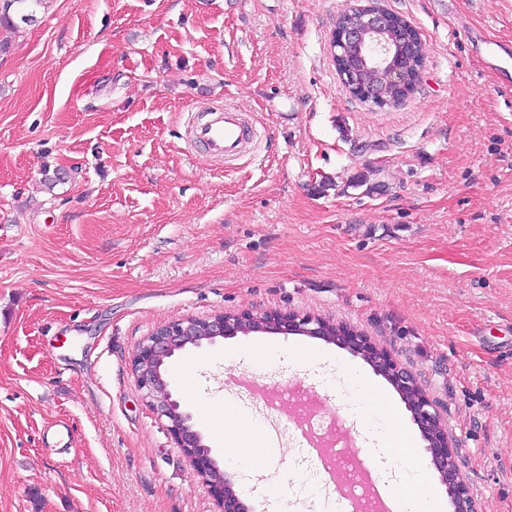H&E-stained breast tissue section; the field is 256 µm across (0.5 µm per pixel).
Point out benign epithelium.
I'll list each match as a JSON object with an SVG mask.
<instances>
[{"label":"benign epithelium","instance_id":"1","mask_svg":"<svg viewBox=\"0 0 512 512\" xmlns=\"http://www.w3.org/2000/svg\"><path fill=\"white\" fill-rule=\"evenodd\" d=\"M392 20L393 12L390 10L366 12L358 24L341 32V46L363 50L366 37L385 34ZM370 51L378 59L374 70L383 83L397 86L404 83L401 67L389 60L392 52L389 44L379 40L370 47ZM251 333L315 336L361 355L401 394L427 442V451L435 471L441 482L449 487L453 512H477L457 468L448 427L412 372L378 349L364 333L316 315L291 311L260 314L249 311L222 312L208 318H183L158 326L133 355L132 372L144 400L157 416L167 420L174 443L189 459L202 482L211 489L217 512H250V509L235 490L232 476L216 467L211 449L204 444L202 433L192 424V415L173 398L161 367L189 345L214 344L220 339Z\"/></svg>","mask_w":512,"mask_h":512}]
</instances>
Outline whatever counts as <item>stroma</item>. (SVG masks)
Instances as JSON below:
<instances>
[{"mask_svg":"<svg viewBox=\"0 0 512 512\" xmlns=\"http://www.w3.org/2000/svg\"><path fill=\"white\" fill-rule=\"evenodd\" d=\"M352 2L48 0L35 25L0 32V512H215L131 360L161 324L242 310L364 331L436 404L478 512H512V0H383L426 50L415 94L383 109L331 61ZM211 104L247 112L249 154L190 146ZM260 343L275 361L252 358ZM300 345L317 358L291 359ZM190 361L194 397L170 388L252 512L271 503L199 403L277 423L268 479L313 512L318 466L235 379L303 383L337 416L356 403L349 369L390 387L303 335L173 359Z\"/></svg>","mask_w":512,"mask_h":512,"instance_id":"obj_1","label":"stroma"}]
</instances>
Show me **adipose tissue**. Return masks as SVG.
Segmentation results:
<instances>
[{"label":"adipose tissue","instance_id":"adipose-tissue-1","mask_svg":"<svg viewBox=\"0 0 512 512\" xmlns=\"http://www.w3.org/2000/svg\"><path fill=\"white\" fill-rule=\"evenodd\" d=\"M352 380L364 406L377 405L382 410L385 427L380 433L381 451L413 474L412 483L399 484L392 481L388 484L399 502L400 512H445L442 500L433 498L429 491L432 482L430 472L419 455L411 451L414 438L400 411L382 389L372 385L360 374H353ZM200 415L213 428L216 439L222 441L225 447L235 449L237 462L250 471L253 484L270 499H279L280 487L268 485L264 480L266 468L259 462L263 448L259 433L252 424L240 417L214 411L206 404L201 405Z\"/></svg>","mask_w":512,"mask_h":512}]
</instances>
